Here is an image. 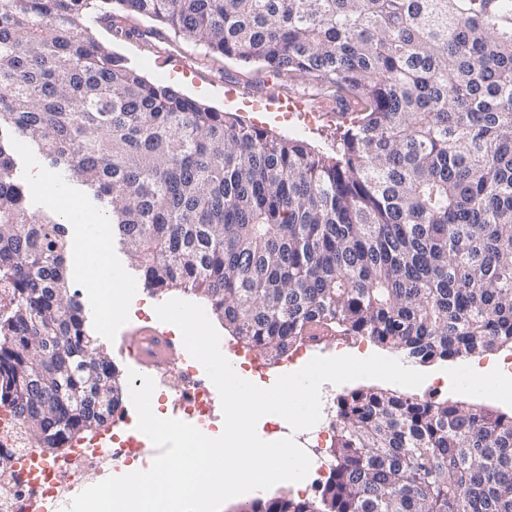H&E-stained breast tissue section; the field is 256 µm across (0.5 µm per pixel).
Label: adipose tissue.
<instances>
[{
	"mask_svg": "<svg viewBox=\"0 0 512 512\" xmlns=\"http://www.w3.org/2000/svg\"><path fill=\"white\" fill-rule=\"evenodd\" d=\"M27 180L32 187L48 194L57 203L59 214L67 226L78 228L70 262L86 284H109L118 280L120 270L112 263L104 216L88 212L83 201L69 193L63 179L55 177L52 172L35 168L29 170ZM88 224L96 225V233H84L83 228Z\"/></svg>",
	"mask_w": 512,
	"mask_h": 512,
	"instance_id": "adipose-tissue-1",
	"label": "adipose tissue"
}]
</instances>
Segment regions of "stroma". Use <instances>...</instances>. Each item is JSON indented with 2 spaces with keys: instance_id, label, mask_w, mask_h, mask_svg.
<instances>
[{
  "instance_id": "35a3bbf8",
  "label": "stroma",
  "mask_w": 512,
  "mask_h": 512,
  "mask_svg": "<svg viewBox=\"0 0 512 512\" xmlns=\"http://www.w3.org/2000/svg\"><path fill=\"white\" fill-rule=\"evenodd\" d=\"M128 25L139 39L114 42L112 52L124 57L148 79L176 86L183 94L220 111L233 112L273 133L297 138L332 155L355 110H342L306 79H275L260 64L215 57L193 43L152 35L153 24L137 15Z\"/></svg>"
}]
</instances>
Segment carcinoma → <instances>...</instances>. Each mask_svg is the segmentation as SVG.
Returning <instances> with one entry per match:
<instances>
[{"instance_id": "1", "label": "carcinoma", "mask_w": 512, "mask_h": 512, "mask_svg": "<svg viewBox=\"0 0 512 512\" xmlns=\"http://www.w3.org/2000/svg\"><path fill=\"white\" fill-rule=\"evenodd\" d=\"M126 13L363 116L334 156L248 124L112 53ZM14 136L99 203L144 287L273 359L318 328L420 365L512 348V0H0V404L57 456L124 384ZM335 416L319 494L246 512H512V415L369 386Z\"/></svg>"}]
</instances>
